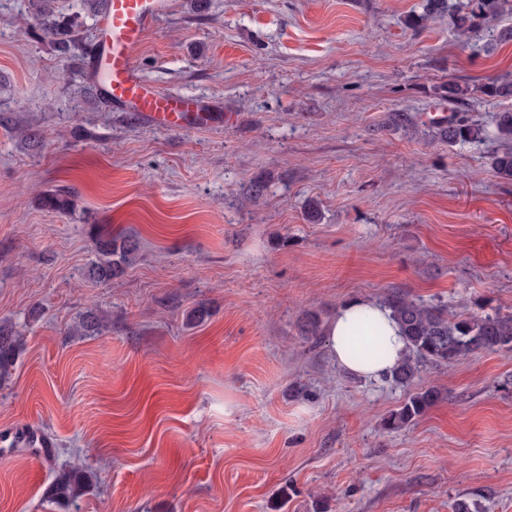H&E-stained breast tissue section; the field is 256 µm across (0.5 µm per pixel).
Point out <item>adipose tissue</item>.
Listing matches in <instances>:
<instances>
[{
  "instance_id": "obj_1",
  "label": "adipose tissue",
  "mask_w": 512,
  "mask_h": 512,
  "mask_svg": "<svg viewBox=\"0 0 512 512\" xmlns=\"http://www.w3.org/2000/svg\"><path fill=\"white\" fill-rule=\"evenodd\" d=\"M372 331L380 336L387 356L382 359L351 356L346 337L365 336ZM326 344L338 366L366 380L384 377L406 356L405 342L391 311L369 298L349 301L339 309L327 331Z\"/></svg>"
}]
</instances>
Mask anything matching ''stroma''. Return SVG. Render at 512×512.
<instances>
[{
  "mask_svg": "<svg viewBox=\"0 0 512 512\" xmlns=\"http://www.w3.org/2000/svg\"><path fill=\"white\" fill-rule=\"evenodd\" d=\"M32 3L0 0V320L22 343L0 430L55 446L0 447V512H512V352L401 387L301 330L392 288L512 315V182L431 125L451 78L487 131L512 111L480 91L512 80V0L465 41L425 0H172L141 73L224 115L180 130L114 110ZM394 109L413 123L385 126ZM99 237L138 244L107 281L85 275ZM429 388L440 401L386 427ZM68 469L87 488L50 500ZM440 398L441 393L434 388L410 395L397 410L389 415L386 426L391 430L407 427L422 416ZM9 443V446L26 444L38 448H54V442L42 430L32 425L21 424L11 428L6 434H2L1 443Z\"/></svg>",
  "mask_w": 512,
  "mask_h": 512,
  "instance_id": "obj_1",
  "label": "stroma"
}]
</instances>
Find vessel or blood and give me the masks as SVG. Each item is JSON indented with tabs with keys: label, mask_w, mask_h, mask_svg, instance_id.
I'll return each instance as SVG.
<instances>
[{
	"label": "vessel or blood",
	"mask_w": 512,
	"mask_h": 512,
	"mask_svg": "<svg viewBox=\"0 0 512 512\" xmlns=\"http://www.w3.org/2000/svg\"><path fill=\"white\" fill-rule=\"evenodd\" d=\"M171 0H104L98 36L85 65L98 79L113 106L147 118L152 124L179 129L217 121L201 98L166 92L149 84L136 63V52L155 22L166 14ZM0 441L52 447L51 438L28 424L11 428Z\"/></svg>",
	"instance_id": "vessel-or-blood-1"
}]
</instances>
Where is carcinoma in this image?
Here are the masks:
<instances>
[{
  "instance_id": "carcinoma-1",
  "label": "carcinoma",
  "mask_w": 512,
  "mask_h": 512,
  "mask_svg": "<svg viewBox=\"0 0 512 512\" xmlns=\"http://www.w3.org/2000/svg\"><path fill=\"white\" fill-rule=\"evenodd\" d=\"M471 11L456 14L449 11L448 0H427L426 15L448 13L453 26L460 34L471 31L476 18L490 20L502 12L501 0H470ZM41 30L52 40L59 51L70 53L83 49L72 21L56 14L49 0L37 5ZM443 96L452 105L454 116L438 124L437 138L452 146L457 143L483 145L490 155L493 171L502 179L512 181V112L499 113L492 133L484 130L467 112L469 89L450 81L442 86ZM491 98H512V81H492L481 88ZM103 259L93 264L89 276L108 280L119 267L131 263L137 243L98 239L95 243ZM396 318L406 342L407 355L386 379L399 386L408 385L426 364L448 365L479 351L512 349V315H459L448 318L447 309L441 305H428L408 293L393 288L383 299ZM20 348V337L14 326L0 321V375L13 365ZM441 398V393L427 389L410 395L393 411L386 421L391 430L407 427L422 416ZM83 485V477L74 471L58 475L50 492L52 499H70Z\"/></svg>"
}]
</instances>
